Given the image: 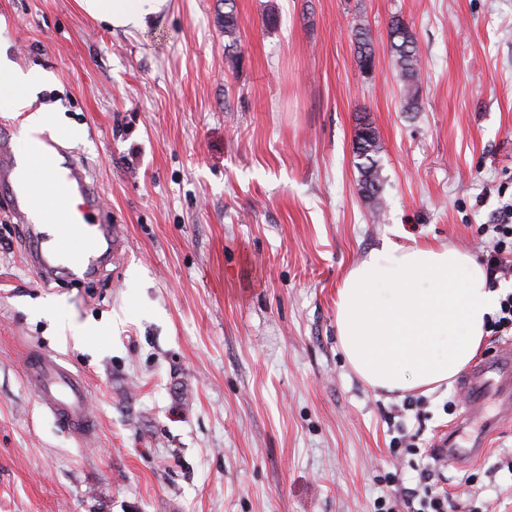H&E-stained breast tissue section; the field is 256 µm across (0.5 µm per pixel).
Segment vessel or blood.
<instances>
[{
    "instance_id": "vessel-or-blood-1",
    "label": "vessel or blood",
    "mask_w": 512,
    "mask_h": 512,
    "mask_svg": "<svg viewBox=\"0 0 512 512\" xmlns=\"http://www.w3.org/2000/svg\"><path fill=\"white\" fill-rule=\"evenodd\" d=\"M42 158L50 178L40 184L18 168L9 142L0 140V183L11 191L17 221L55 228L51 243L35 245L29 255L30 266L46 282L64 263L74 271H87L99 254L118 251L120 240L106 219L96 184L88 181L76 161L67 159L63 147L46 140ZM24 367L39 401L56 420L79 437L91 436L94 421L80 374L55 356L32 351L26 354ZM459 387L466 398L465 410L451 431L437 436L434 445L443 459L461 467L482 456L489 435L502 421L512 419V345H499L491 358L461 378ZM490 397L497 413L486 418L482 412Z\"/></svg>"
}]
</instances>
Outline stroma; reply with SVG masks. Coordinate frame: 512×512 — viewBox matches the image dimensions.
<instances>
[{
  "instance_id": "1",
  "label": "stroma",
  "mask_w": 512,
  "mask_h": 512,
  "mask_svg": "<svg viewBox=\"0 0 512 512\" xmlns=\"http://www.w3.org/2000/svg\"><path fill=\"white\" fill-rule=\"evenodd\" d=\"M168 0L123 33L79 0H0V49L46 81V133L97 184L122 247L92 277L41 281L0 193V512H376L414 438L457 420L430 393L368 387L336 337L344 273L384 241L451 244L483 260L512 202V0ZM417 39L405 111L387 35ZM363 19L376 65L360 73ZM381 144L380 218L353 139ZM96 325L75 341V332ZM81 374L96 430L41 405L23 356ZM450 501L512 512V422L441 470ZM352 36L357 66L361 73H367L373 69L376 60L375 43L371 30L359 19L352 26Z\"/></svg>"
}]
</instances>
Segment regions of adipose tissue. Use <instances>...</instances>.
<instances>
[{"mask_svg":"<svg viewBox=\"0 0 512 512\" xmlns=\"http://www.w3.org/2000/svg\"><path fill=\"white\" fill-rule=\"evenodd\" d=\"M92 17L126 32L155 23L168 0H81ZM42 70L24 69L0 53V102L23 114L29 149L22 168L38 180L48 115L34 101ZM497 293L466 250L449 245L385 242L348 270L336 296V336L368 386L435 391L469 365L486 334Z\"/></svg>","mask_w":512,"mask_h":512,"instance_id":"adipose-tissue-1","label":"adipose tissue"}]
</instances>
